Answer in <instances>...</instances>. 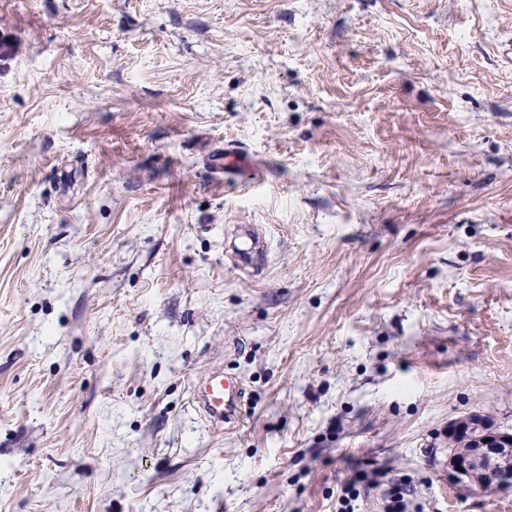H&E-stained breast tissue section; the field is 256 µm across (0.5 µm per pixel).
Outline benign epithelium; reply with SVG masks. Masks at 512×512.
<instances>
[{
    "instance_id": "obj_1",
    "label": "benign epithelium",
    "mask_w": 512,
    "mask_h": 512,
    "mask_svg": "<svg viewBox=\"0 0 512 512\" xmlns=\"http://www.w3.org/2000/svg\"><path fill=\"white\" fill-rule=\"evenodd\" d=\"M458 442L448 448L449 475L469 491L493 483L512 484V434L501 431L486 417L470 414L448 425Z\"/></svg>"
}]
</instances>
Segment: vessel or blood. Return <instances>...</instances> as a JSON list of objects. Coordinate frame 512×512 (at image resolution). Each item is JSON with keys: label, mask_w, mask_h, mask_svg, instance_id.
Returning a JSON list of instances; mask_svg holds the SVG:
<instances>
[{"label": "vessel or blood", "mask_w": 512, "mask_h": 512, "mask_svg": "<svg viewBox=\"0 0 512 512\" xmlns=\"http://www.w3.org/2000/svg\"><path fill=\"white\" fill-rule=\"evenodd\" d=\"M212 172L219 177L241 170L248 160L234 148L215 152L209 159ZM244 387L240 380L215 368L205 373L193 386V396L208 427L216 432L235 429L241 424Z\"/></svg>", "instance_id": "b4317fda"}]
</instances>
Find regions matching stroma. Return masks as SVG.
<instances>
[{"mask_svg":"<svg viewBox=\"0 0 512 512\" xmlns=\"http://www.w3.org/2000/svg\"><path fill=\"white\" fill-rule=\"evenodd\" d=\"M472 413L512 432V0H0V512H338L372 469L512 512L448 479ZM248 164L247 158L231 147H224V152L217 151L209 159L212 173L220 178L230 172L241 170ZM244 391L242 382L222 368L209 370L193 386L201 416L211 430L222 433L240 426Z\"/></svg>","mask_w":512,"mask_h":512,"instance_id":"1","label":"stroma"}]
</instances>
